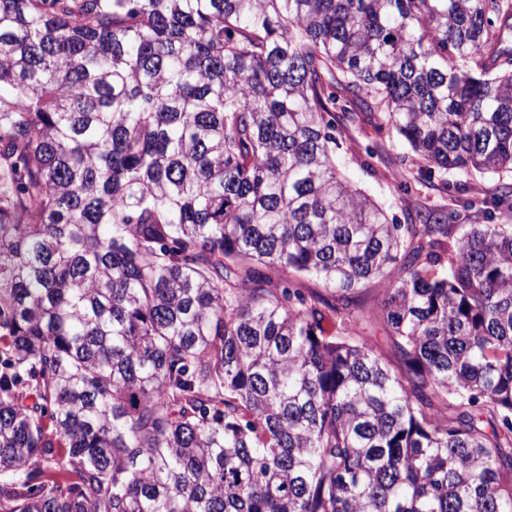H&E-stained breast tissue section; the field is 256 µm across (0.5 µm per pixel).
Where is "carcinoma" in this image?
<instances>
[{
	"mask_svg": "<svg viewBox=\"0 0 512 512\" xmlns=\"http://www.w3.org/2000/svg\"><path fill=\"white\" fill-rule=\"evenodd\" d=\"M511 12L0 0V512H512V184L399 224L335 135L512 170Z\"/></svg>",
	"mask_w": 512,
	"mask_h": 512,
	"instance_id": "1",
	"label": "carcinoma"
}]
</instances>
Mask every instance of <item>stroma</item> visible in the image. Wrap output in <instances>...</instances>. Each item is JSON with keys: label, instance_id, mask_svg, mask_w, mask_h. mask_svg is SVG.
<instances>
[{"label": "stroma", "instance_id": "stroma-1", "mask_svg": "<svg viewBox=\"0 0 512 512\" xmlns=\"http://www.w3.org/2000/svg\"><path fill=\"white\" fill-rule=\"evenodd\" d=\"M336 139V161L340 170L388 216L400 220L413 208H448L458 210L459 221L463 224L498 223V212L485 209L482 201L490 197L499 184L511 183L512 172L435 174L429 184L416 183L406 191L391 180L385 165L387 158H400L407 171L417 172L420 161L400 136L379 134L367 124L345 120L336 129Z\"/></svg>", "mask_w": 512, "mask_h": 512}]
</instances>
